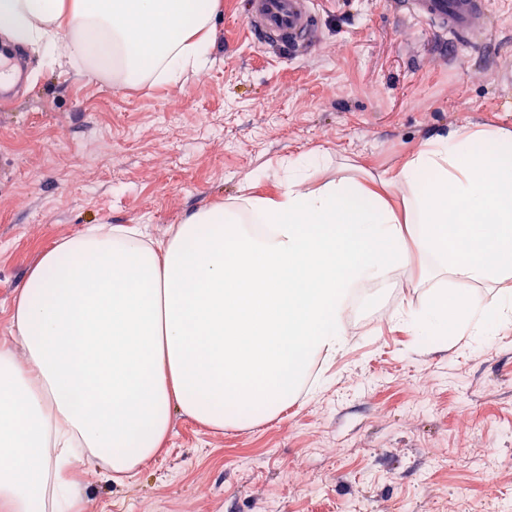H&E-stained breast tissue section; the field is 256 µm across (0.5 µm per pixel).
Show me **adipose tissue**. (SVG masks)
<instances>
[{
    "instance_id": "obj_1",
    "label": "adipose tissue",
    "mask_w": 512,
    "mask_h": 512,
    "mask_svg": "<svg viewBox=\"0 0 512 512\" xmlns=\"http://www.w3.org/2000/svg\"><path fill=\"white\" fill-rule=\"evenodd\" d=\"M218 0H0V39L65 48L119 85L204 71ZM512 133L430 136L380 179L311 185L327 154L289 160L271 196L241 189L154 243L90 227L47 250L0 344V512H78L75 461L132 477L172 414L221 430L274 418L313 358L338 350L357 285L432 258L452 281L402 319L416 336L512 323ZM292 279L281 281L283 271ZM318 287H310V280ZM498 284L496 296L472 295Z\"/></svg>"
}]
</instances>
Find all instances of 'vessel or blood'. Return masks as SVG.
<instances>
[{
  "label": "vessel or blood",
  "instance_id": "b4317fda",
  "mask_svg": "<svg viewBox=\"0 0 512 512\" xmlns=\"http://www.w3.org/2000/svg\"><path fill=\"white\" fill-rule=\"evenodd\" d=\"M399 6L448 43L474 45L487 35V0H400ZM314 22L311 0H252L247 25L255 41L285 43L294 52L307 53Z\"/></svg>",
  "mask_w": 512,
  "mask_h": 512
}]
</instances>
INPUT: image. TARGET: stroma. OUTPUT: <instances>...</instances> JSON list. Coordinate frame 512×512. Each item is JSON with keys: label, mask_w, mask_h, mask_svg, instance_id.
I'll return each instance as SVG.
<instances>
[{"label": "stroma", "mask_w": 512, "mask_h": 512, "mask_svg": "<svg viewBox=\"0 0 512 512\" xmlns=\"http://www.w3.org/2000/svg\"><path fill=\"white\" fill-rule=\"evenodd\" d=\"M243 2L219 0L209 67L176 85L20 49L25 80L0 98V343L29 270L89 225L161 239L250 179L276 192L282 161L316 148L323 182L381 175L443 131H512V0H489L485 45L446 50L392 0H313L304 56L255 42ZM422 265L361 289V327L275 418L217 432L176 414L122 484L78 462L81 512H512V324L414 336L399 315L449 285Z\"/></svg>", "instance_id": "1"}]
</instances>
